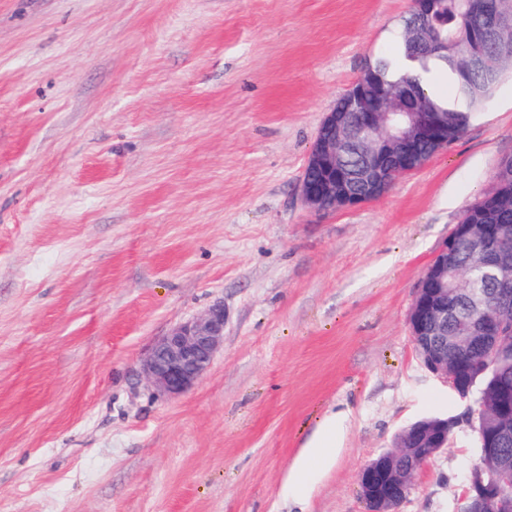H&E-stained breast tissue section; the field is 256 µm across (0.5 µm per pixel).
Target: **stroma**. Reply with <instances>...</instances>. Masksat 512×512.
<instances>
[{
	"label": "stroma",
	"mask_w": 512,
	"mask_h": 512,
	"mask_svg": "<svg viewBox=\"0 0 512 512\" xmlns=\"http://www.w3.org/2000/svg\"><path fill=\"white\" fill-rule=\"evenodd\" d=\"M411 0H0V512H367L357 475L475 408L419 360L418 281L512 156V77L384 197L311 212L326 112ZM170 400L143 354L214 303ZM339 450L288 469L332 412ZM474 425L400 512H457Z\"/></svg>",
	"instance_id": "obj_1"
}]
</instances>
